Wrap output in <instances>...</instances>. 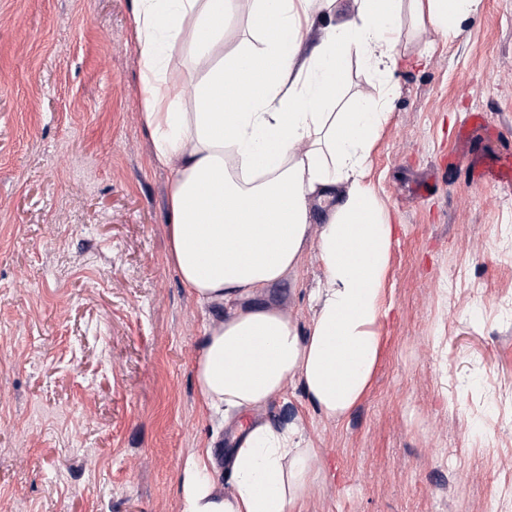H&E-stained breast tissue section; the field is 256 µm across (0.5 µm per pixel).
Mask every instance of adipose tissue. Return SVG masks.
Returning a JSON list of instances; mask_svg holds the SVG:
<instances>
[{"instance_id": "obj_1", "label": "adipose tissue", "mask_w": 512, "mask_h": 512, "mask_svg": "<svg viewBox=\"0 0 512 512\" xmlns=\"http://www.w3.org/2000/svg\"><path fill=\"white\" fill-rule=\"evenodd\" d=\"M250 2L264 39L228 54L224 22L240 0H133L151 162L173 174L168 259L200 304L224 308L193 355L197 395L210 417L239 424L226 458L230 491L218 485L212 447L195 449L182 468L181 512H303L315 481L306 427L259 412L293 383L333 419L367 393L393 228L364 177L388 117L402 16L451 39L481 0H354L338 23L335 0ZM306 34L316 38L307 51ZM180 46L195 59L190 84L169 77ZM353 56L380 76L379 101L345 98ZM187 97L194 110L179 111ZM220 98L227 111H216ZM317 203L328 210L315 228ZM311 241L324 274L303 327L256 298L298 272Z\"/></svg>"}]
</instances>
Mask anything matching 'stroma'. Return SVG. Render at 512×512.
Listing matches in <instances>:
<instances>
[{"mask_svg":"<svg viewBox=\"0 0 512 512\" xmlns=\"http://www.w3.org/2000/svg\"><path fill=\"white\" fill-rule=\"evenodd\" d=\"M366 181L394 226L362 402L324 417L303 512H491L512 479V192L466 180L481 110L512 140V0L447 40L404 23ZM132 0H0V512H180L186 456L227 429L197 402L192 351L219 307L167 258L170 170L151 164ZM456 167H449L448 157ZM322 277L262 295L308 322ZM481 131L490 138L498 137L501 132L498 128L489 126L486 114L484 112H471L467 116V123L461 132V139L465 143H471L473 132Z\"/></svg>","mask_w":512,"mask_h":512,"instance_id":"35a3bbf8","label":"stroma"}]
</instances>
